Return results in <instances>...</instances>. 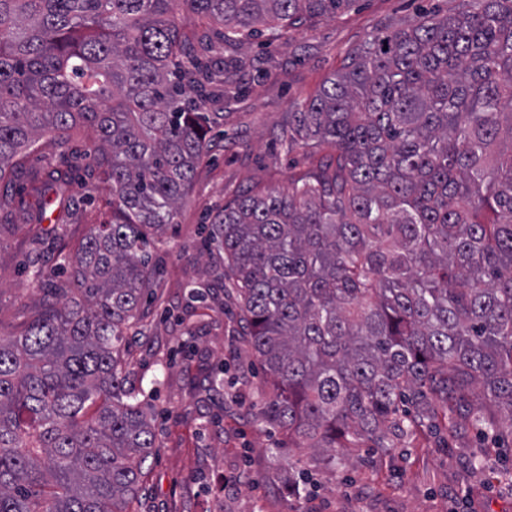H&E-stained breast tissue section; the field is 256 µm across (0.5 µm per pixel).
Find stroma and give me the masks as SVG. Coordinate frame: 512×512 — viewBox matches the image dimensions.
Segmentation results:
<instances>
[{"mask_svg":"<svg viewBox=\"0 0 512 512\" xmlns=\"http://www.w3.org/2000/svg\"><path fill=\"white\" fill-rule=\"evenodd\" d=\"M453 0H355L335 17H314L277 41L259 37L235 50L239 86L200 102L219 113L210 148L180 210L159 238L157 276L141 308L140 332L127 348L130 380L155 412L158 450L150 458L140 512H512V436L488 441L463 417L449 433L447 417L398 435L390 448L355 449L354 459L324 468L308 449L291 447L263 423L265 376L236 315L218 288L222 252L208 247L204 224L248 190L284 191L313 163L309 151L287 149L283 123L316 94L348 52L389 23ZM66 207L48 211L53 239L31 244L26 214L0 240V332L21 333L42 293L34 260L66 280L65 261L88 225L110 219L112 195L98 177L73 183ZM205 291L204 300L189 296ZM302 460L310 486L294 497L284 487L286 460Z\"/></svg>","mask_w":512,"mask_h":512,"instance_id":"obj_1","label":"stroma"}]
</instances>
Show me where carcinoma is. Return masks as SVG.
I'll use <instances>...</instances> for the list:
<instances>
[{"label": "carcinoma", "instance_id": "1", "mask_svg": "<svg viewBox=\"0 0 512 512\" xmlns=\"http://www.w3.org/2000/svg\"><path fill=\"white\" fill-rule=\"evenodd\" d=\"M351 2L0 0V181L44 134L65 147L89 125L112 190L67 282L35 269L51 300L0 334V512H132L158 447L126 336L151 239L176 223L209 144L212 118L192 104L234 76L185 53V23H222L234 50ZM285 134L329 159L211 223L272 388L265 422L328 468L470 396L493 436L512 433V0L384 28L288 113ZM72 182L71 166L31 174L33 241ZM25 204L0 193V214Z\"/></svg>", "mask_w": 512, "mask_h": 512}]
</instances>
